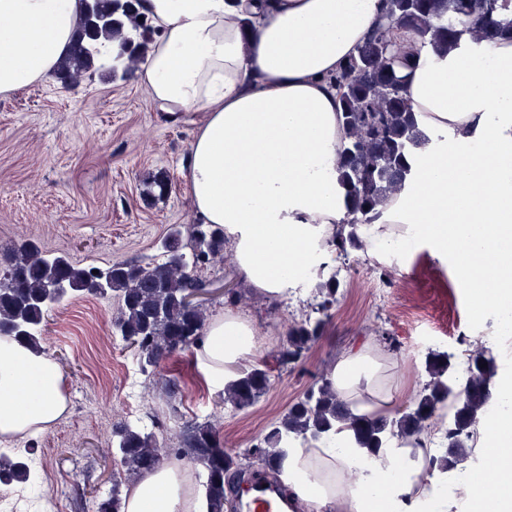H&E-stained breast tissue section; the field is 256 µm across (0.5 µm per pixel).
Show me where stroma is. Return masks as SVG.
I'll return each mask as SVG.
<instances>
[{
  "label": "stroma",
  "instance_id": "stroma-1",
  "mask_svg": "<svg viewBox=\"0 0 512 512\" xmlns=\"http://www.w3.org/2000/svg\"><path fill=\"white\" fill-rule=\"evenodd\" d=\"M202 119L161 112L133 70L68 87L50 75L0 97V250L31 241L83 266L149 262L171 227L195 217L185 166ZM156 179L169 181V192L149 193ZM330 264L342 273L320 336L297 361L276 368L267 393L243 410L224 404L196 353L143 373L112 333L117 299L86 292L55 305L42 347L58 366L67 409L47 430L0 439V453L36 467L44 489L35 498L10 485L13 512H95L96 495L111 488L120 468L112 432L122 423L175 447L191 425L218 419L225 448L254 470L259 461L249 451L271 424L363 344H394L390 375L400 412L426 384L432 351L450 354L457 366L471 344L483 343L496 359V381H512V358L502 352L491 313L474 317L454 260L428 242L389 259L359 245L333 254ZM199 277L207 318L232 312L252 323L259 344L251 366L272 361L289 326L314 316L324 300L312 281L268 298L233 262L204 267Z\"/></svg>",
  "mask_w": 512,
  "mask_h": 512
}]
</instances>
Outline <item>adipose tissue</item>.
Returning a JSON list of instances; mask_svg holds the SVG:
<instances>
[{"label":"adipose tissue","instance_id":"1","mask_svg":"<svg viewBox=\"0 0 512 512\" xmlns=\"http://www.w3.org/2000/svg\"><path fill=\"white\" fill-rule=\"evenodd\" d=\"M157 34L140 64L147 95L169 114L204 113L186 179L205 224H220L245 277L268 297L324 261L345 211L336 197L344 138L336 72L379 22L383 0H142ZM79 0H0V96L41 81L68 52ZM399 40L415 65L406 94L440 134L405 190L364 227L369 254L400 253L418 238L453 258L460 280L512 303V41L437 54L413 33ZM258 338L242 317L207 325L197 356L214 388L238 376ZM330 381L352 412L388 406L386 368L367 347L340 358ZM55 364L0 337V435L37 433L65 412ZM359 449L294 442L283 463L293 494L336 512H448L440 475L423 455L390 445L368 470ZM456 493L481 512H512V481L471 474ZM187 471L143 474L125 512H201Z\"/></svg>","mask_w":512,"mask_h":512}]
</instances>
